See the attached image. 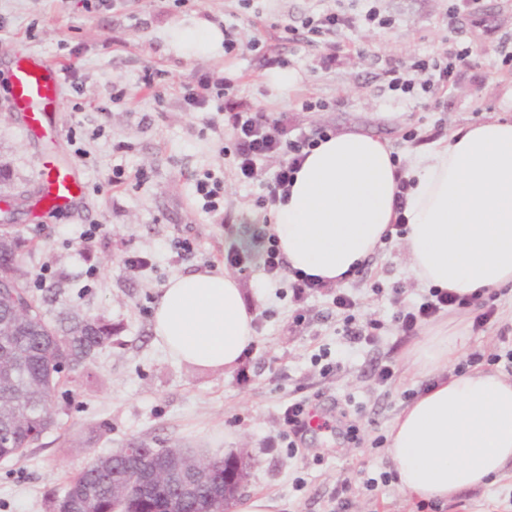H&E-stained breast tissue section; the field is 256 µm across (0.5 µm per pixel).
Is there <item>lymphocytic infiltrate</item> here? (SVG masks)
<instances>
[{
    "label": "lymphocytic infiltrate",
    "mask_w": 512,
    "mask_h": 512,
    "mask_svg": "<svg viewBox=\"0 0 512 512\" xmlns=\"http://www.w3.org/2000/svg\"><path fill=\"white\" fill-rule=\"evenodd\" d=\"M380 0H336L333 7L322 9L304 18L300 26H286L284 38L295 41L304 35L308 41L327 46L326 62H335L341 49L335 37L346 30L363 29L385 32L393 29L394 19L380 8ZM473 50L470 46L453 44L448 50L415 57L410 66L387 65L383 70L390 92L415 100H429L447 90L457 71L470 65ZM224 128L234 152L239 180H262L264 161L277 160L278 167L268 184L267 203H275L278 196L287 194L300 165L319 142L332 133L330 127L318 126L296 135L288 133V115L272 114L259 107L238 106L224 115ZM465 309L473 312L474 327H481L495 313L490 298L482 295L460 296L446 290L430 289L424 301L417 305H401L394 315L400 331L415 335L423 323L447 309Z\"/></svg>",
    "instance_id": "obj_1"
}]
</instances>
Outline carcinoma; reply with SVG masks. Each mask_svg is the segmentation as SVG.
I'll return each instance as SVG.
<instances>
[{
  "instance_id": "carcinoma-1",
  "label": "carcinoma",
  "mask_w": 512,
  "mask_h": 512,
  "mask_svg": "<svg viewBox=\"0 0 512 512\" xmlns=\"http://www.w3.org/2000/svg\"><path fill=\"white\" fill-rule=\"evenodd\" d=\"M47 326L41 319L11 336H0L1 344L22 355L17 385L33 384L40 392L37 403L20 410V420L13 428L12 437L7 444L0 445V458H22L36 435L53 424L51 400L60 382V370L54 337L44 334ZM55 332L70 343L75 353H88L92 357L112 340V324L101 318L74 317ZM155 460L153 453L135 459L113 455L93 458L68 481L63 494L52 497L53 512H114L116 507L121 512H159L163 507L161 493H141L131 487L136 472L154 464ZM211 496L210 488H196L193 495L183 500V512H202Z\"/></svg>"
}]
</instances>
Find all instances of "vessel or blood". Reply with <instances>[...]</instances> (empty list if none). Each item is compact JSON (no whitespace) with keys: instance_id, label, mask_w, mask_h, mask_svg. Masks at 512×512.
Masks as SVG:
<instances>
[{"instance_id":"vessel-or-blood-1","label":"vessel or blood","mask_w":512,"mask_h":512,"mask_svg":"<svg viewBox=\"0 0 512 512\" xmlns=\"http://www.w3.org/2000/svg\"><path fill=\"white\" fill-rule=\"evenodd\" d=\"M59 76L45 62L38 59L16 66L10 76L9 94L19 111L23 112L29 131L48 137L54 128L47 121V110L58 98ZM44 185V199L48 208L69 210L77 207L83 188L71 169L49 163L40 171Z\"/></svg>"}]
</instances>
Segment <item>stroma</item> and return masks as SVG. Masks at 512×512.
<instances>
[{"instance_id":"obj_1","label":"stroma","mask_w":512,"mask_h":512,"mask_svg":"<svg viewBox=\"0 0 512 512\" xmlns=\"http://www.w3.org/2000/svg\"><path fill=\"white\" fill-rule=\"evenodd\" d=\"M480 10L449 14L451 0H382L392 30L344 34L348 49L335 65L321 62V47L298 39L279 41V25H300L316 0H0V195L8 201L0 219L14 224L25 242L20 267L48 323L67 317H101L113 335L94 359L61 379L52 397L54 427L19 460L0 461V512H51L50 494L92 458L134 441L155 448H191L213 457L245 452L248 477L241 496L270 499L272 512H334L341 483L352 487L348 512H512V473L464 492L448 504L411 499L397 483L367 489L368 478L392 471L384 442L401 411L430 384L412 351L430 329L448 321L469 325L466 353L490 355L512 346V288L498 290L495 316L473 328L468 311L444 313L405 336L393 321L392 289L404 304L418 302L427 287L408 269L400 240L381 245L344 289L357 298L355 325L382 328L370 343L350 342L344 315L328 288L294 297L269 280L252 234L266 227L265 185L239 181L224 156V106L211 99L188 109L180 87L200 76L234 81V102L289 116V128L328 125L386 140L409 172L426 147L449 133L489 117H512V69L498 51L512 43V0H479ZM199 15L234 26L240 42L261 38L286 67L264 64L252 52L185 59L169 53L161 28ZM456 42L477 58L455 78L439 103L419 104L389 92L386 64L406 65L417 56ZM41 57L61 71L55 115L60 139L28 132L7 91L18 59ZM155 70L145 88V70ZM287 75L288 94L274 80ZM127 88L115 99L118 88ZM323 99L328 110L304 112L302 100ZM414 139H405L408 129ZM73 165L85 186V205L75 213H47L38 199L46 160ZM123 182L112 185L113 170ZM224 185V205L209 212L196 193L198 181ZM101 230L90 249L82 236ZM186 238L194 253L181 258L174 244ZM240 240L249 261L238 280L254 307L256 338L233 371L201 369L168 357L154 341L152 311L168 278L224 266L230 241ZM151 260L134 272L124 261ZM43 287H35L39 274ZM379 292H372V285ZM326 349L336 367L323 373L311 362ZM392 369L388 381L378 366ZM305 398L327 413L332 428L303 431L297 451L281 440L282 406ZM359 429L357 440L345 435ZM303 479L295 488V479Z\"/></svg>"}]
</instances>
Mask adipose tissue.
<instances>
[{"instance_id": "adipose-tissue-1", "label": "adipose tissue", "mask_w": 512, "mask_h": 512, "mask_svg": "<svg viewBox=\"0 0 512 512\" xmlns=\"http://www.w3.org/2000/svg\"><path fill=\"white\" fill-rule=\"evenodd\" d=\"M160 36L186 59L224 51L222 30L202 17ZM398 177L392 150L378 137L343 131L320 142L269 216L289 269L326 286L345 283L402 217L409 271L424 286L461 295L512 288V118L459 129L424 150L400 214ZM254 319L235 278L205 271L168 279L152 325L170 358L230 371L255 341ZM466 340L458 323L414 351L415 364L436 380L391 432L388 454L409 497L444 503L512 470V381L476 368L448 374Z\"/></svg>"}]
</instances>
